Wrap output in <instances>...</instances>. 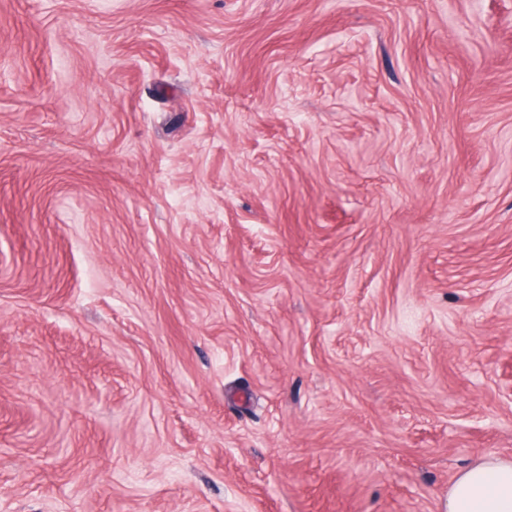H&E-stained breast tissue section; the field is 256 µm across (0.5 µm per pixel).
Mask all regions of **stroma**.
Listing matches in <instances>:
<instances>
[{
    "instance_id": "stroma-1",
    "label": "stroma",
    "mask_w": 512,
    "mask_h": 512,
    "mask_svg": "<svg viewBox=\"0 0 512 512\" xmlns=\"http://www.w3.org/2000/svg\"><path fill=\"white\" fill-rule=\"evenodd\" d=\"M512 458V0H0V512H446Z\"/></svg>"
}]
</instances>
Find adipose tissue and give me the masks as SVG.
Wrapping results in <instances>:
<instances>
[{
	"label": "adipose tissue",
	"mask_w": 512,
	"mask_h": 512,
	"mask_svg": "<svg viewBox=\"0 0 512 512\" xmlns=\"http://www.w3.org/2000/svg\"><path fill=\"white\" fill-rule=\"evenodd\" d=\"M447 512H512V458L491 454L461 471L448 490Z\"/></svg>",
	"instance_id": "adipose-tissue-1"
}]
</instances>
